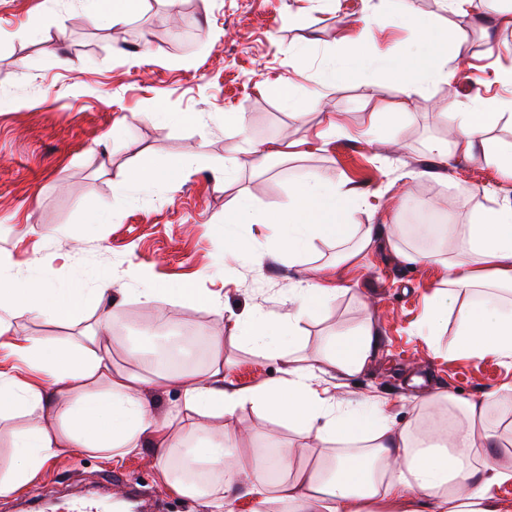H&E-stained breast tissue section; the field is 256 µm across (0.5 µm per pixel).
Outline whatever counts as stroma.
Masks as SVG:
<instances>
[{
	"label": "stroma",
	"instance_id": "35a3bbf8",
	"mask_svg": "<svg viewBox=\"0 0 512 512\" xmlns=\"http://www.w3.org/2000/svg\"><path fill=\"white\" fill-rule=\"evenodd\" d=\"M419 26L401 23L399 0L373 19L364 0H143L128 23L90 24L87 0H0V258L11 275L35 276L52 288H109L117 293L119 319L105 333L116 367L153 376L154 338L176 322L224 337L228 379L234 387L277 380L279 363L230 338L228 313L280 311L289 288L306 269L333 270L341 252L316 241L303 257L268 258L255 265L248 254L272 235L262 224H237L233 233L246 256H224V208L250 195L270 213L288 202L292 185L315 173L357 187L361 205L354 223L401 225L411 248L449 251L460 225L499 200L500 175L479 159L434 163L428 145L452 140L443 115L449 96L471 103L477 78L512 66V27H488L449 13L444 0H408ZM461 28V54L449 60L453 83L415 76L413 93L399 77L380 72L372 52L412 47L425 34ZM366 45L359 70L325 84L328 63ZM292 86L299 99L289 110L280 98ZM335 108L342 126L327 144L257 168L249 145L300 142L322 125V104ZM161 112L191 120H158ZM245 116V132L224 115ZM173 159L186 167L177 192L133 174L147 158ZM234 171L225 174V162ZM424 177L405 183V171ZM466 185L470 196L455 194ZM442 207V227L426 232L418 214ZM444 275L435 262L402 263L378 240L347 276L352 291L302 325L304 356L319 353L325 336L372 318L378 349L369 367L345 392L371 397L396 425L419 423L417 397L441 391L473 399L496 389L507 370L497 359L451 355L434 358L416 334L425 303ZM192 284L212 295V308L166 301L140 303L150 284L176 289ZM97 321L95 310L79 320L55 322L30 312L13 320L20 336L49 338L64 346ZM242 433V447L299 445L294 431L269 423L251 409L226 419ZM108 470L143 485L160 512H205L200 500L164 489L152 449L121 460L78 451L45 462L22 498H0V512L18 500L63 506L68 490L90 485Z\"/></svg>",
	"mask_w": 512,
	"mask_h": 512
}]
</instances>
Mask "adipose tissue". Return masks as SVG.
Masks as SVG:
<instances>
[{
  "label": "adipose tissue",
  "instance_id": "ef3b65f1",
  "mask_svg": "<svg viewBox=\"0 0 512 512\" xmlns=\"http://www.w3.org/2000/svg\"><path fill=\"white\" fill-rule=\"evenodd\" d=\"M456 29L428 40L426 49L379 57L389 72L425 68L442 81L453 82L448 57L458 54ZM456 121L454 144L435 141L433 155L447 159L480 158L512 184V146L489 138L488 132L512 111V97L476 96L471 105L449 100ZM360 192L322 173L303 179L278 214L259 218L249 198L224 209L228 224L275 225L265 252L253 256L296 257L319 238L344 247L338 263L350 267L371 251L378 235L405 264L431 259L428 251L405 249L395 227L378 232L364 225L358 241H351L352 215ZM445 275L429 298L419 326L432 357L444 354L471 358L488 356L512 366V196L480 212L475 223L463 225L444 261ZM351 284L307 279L290 288L280 313L252 311L236 316L233 340L257 348L285 366L286 379L248 388L228 387L222 352L224 339L212 337L216 352L207 371H180L146 378L114 368L100 343L99 329L85 331L67 349L33 337L17 336L11 319L17 309L56 321L71 320L87 304H95L100 321L109 307L101 288H72L64 292L36 278L0 281V337H8L9 354L27 366L30 378L0 371V416L24 411L32 421L15 448L19 462L12 474L0 478V497L27 489L32 475L46 460L74 449L122 457L150 443L171 491L201 500L206 512H224L238 493L262 504L280 505L284 512H512L496 490L512 481V463L494 454L501 436L492 417L512 396V383L471 401L448 393L422 397L418 408L427 415L453 411L452 427L436 425L426 432L415 426H396L369 399L334 400L318 389V376L342 380L361 374L372 362L377 331L372 321L358 330L325 337L322 353L300 359V325L314 307L330 304ZM456 312V332L447 348L435 344L443 314ZM159 385L177 389L178 405L158 413L148 397ZM249 407L270 421L287 424L307 439L299 453L288 448H242L236 430L212 435L208 423L234 416ZM50 410L57 419L49 425L36 412ZM179 424V441L167 429ZM187 451L173 457L174 444Z\"/></svg>",
  "mask_w": 512,
  "mask_h": 512
}]
</instances>
